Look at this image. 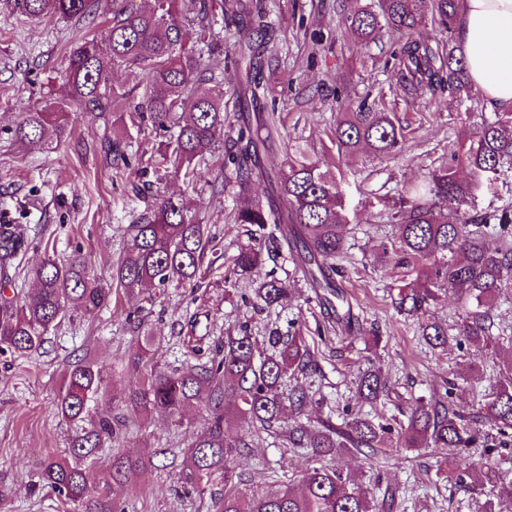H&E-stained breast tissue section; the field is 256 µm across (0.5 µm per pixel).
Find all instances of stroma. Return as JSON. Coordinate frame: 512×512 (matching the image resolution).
Masks as SVG:
<instances>
[{
    "mask_svg": "<svg viewBox=\"0 0 512 512\" xmlns=\"http://www.w3.org/2000/svg\"><path fill=\"white\" fill-rule=\"evenodd\" d=\"M266 6L278 34L275 58L265 71L267 106L275 111L280 134L265 163L280 168L290 146L297 145L341 179L350 222L336 280L360 314L361 329L352 335L342 333L323 312L287 249L266 244L267 257L250 276L227 279L232 258L249 236L232 221V197L213 187L221 157L190 182L156 176L150 163L163 138L148 130L129 140L125 164L113 165L105 146L130 123L133 114L126 109L72 112L68 137L48 149L16 142L13 128L23 113L65 98L62 74L79 39L88 33L105 37L108 0H99L92 19L41 21L25 19L0 0V218L21 225L25 235L13 283L18 294L30 288L33 270L50 253L62 259L81 251L90 257L95 275L108 278L125 245L126 226L160 195L189 199L192 215L210 236L197 287L120 295L94 314H67L44 348L31 356L0 354V512H64L59 498L39 487L37 474L44 457L69 451L74 427L57 412L67 368L86 357L101 368L106 394L91 402L90 418L125 414L122 398L142 379L144 369L136 359L147 335L157 339L153 365L174 369L191 359L192 347L211 356L225 332L242 324L262 353L269 351L272 334L302 332L318 364L316 372L299 381L315 399L308 417L313 422L328 417L337 424L357 415L391 419L416 398L444 393L461 414L472 413L490 380L512 360V293L501 294L495 303L488 345L458 337L457 300L440 293L430 313L447 327L448 346L434 348L425 342L417 317L396 311L403 272L379 257L381 243L396 233L389 215L405 187L444 164L456 178L468 179L461 148L467 136L497 117L498 107L475 89L466 97L445 91L406 94L394 67L401 35L385 29L363 44L346 31L343 20L356 0H266ZM362 101L395 115L405 136L399 151L385 157L365 150L342 154L331 143L328 134L339 113L356 111ZM272 278L286 282L290 298L255 309L254 288ZM376 333L381 342H373ZM367 360L391 380L397 404L373 405L359 398L357 369ZM462 363L473 368L468 384L446 391V380ZM202 421L197 404L188 406L177 423L158 412L131 417L123 449L152 459L153 465L129 484L110 486L111 498L125 512H215L224 495L223 477L214 476L199 491L183 483L181 466L172 460L191 443ZM439 456L435 448H389L370 460L343 453L331 464L374 486L376 494L395 488L393 512H483L482 496L437 476ZM310 465L307 450L283 447L280 439L262 433L237 472L241 487L271 490L299 480Z\"/></svg>",
    "mask_w": 512,
    "mask_h": 512,
    "instance_id": "35a3bbf8",
    "label": "stroma"
}]
</instances>
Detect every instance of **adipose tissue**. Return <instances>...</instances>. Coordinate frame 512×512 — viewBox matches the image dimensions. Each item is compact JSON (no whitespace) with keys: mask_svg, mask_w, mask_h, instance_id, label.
<instances>
[{"mask_svg":"<svg viewBox=\"0 0 512 512\" xmlns=\"http://www.w3.org/2000/svg\"><path fill=\"white\" fill-rule=\"evenodd\" d=\"M458 36L470 84L512 109V0H464Z\"/></svg>","mask_w":512,"mask_h":512,"instance_id":"adipose-tissue-1","label":"adipose tissue"}]
</instances>
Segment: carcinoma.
Listing matches in <instances>:
<instances>
[{
    "label": "carcinoma",
    "mask_w": 512,
    "mask_h": 512,
    "mask_svg": "<svg viewBox=\"0 0 512 512\" xmlns=\"http://www.w3.org/2000/svg\"><path fill=\"white\" fill-rule=\"evenodd\" d=\"M20 14L31 20L45 17L69 19L93 14L95 0H14ZM380 12L369 4L346 16L344 24L359 40L369 42L387 27L403 31L406 41L397 56V82L403 90L433 95L438 91L469 93L461 49H433L415 34L432 20L453 30L463 0H379ZM193 15L214 21L221 16L260 40L239 47L248 57L249 76L238 87L232 78L207 74L203 50L186 42L182 19ZM274 39L266 21L262 0H155L148 9L133 0H112V24L107 40L81 41L70 54L64 81L67 100L46 112H27L15 128L17 141L46 148L53 133L67 136L69 112H116L127 94L111 83L112 71L136 68L143 74L136 104L142 121L153 128L175 129L158 150L155 165L171 168L192 181L197 167L228 144L224 164L233 166L232 186L247 194L258 179L268 182L266 200L245 205L235 213V223L256 228L259 238L233 259L238 275L245 276L263 261L261 239L281 236L301 255L314 287L326 309H335L339 297L336 259L344 252L342 182L330 170L303 153L288 158L276 175L265 166L262 151L275 126L274 114L259 112L269 93L264 78L266 44ZM227 84L240 105H251L255 120L238 129L224 113V92L209 84ZM401 128L388 113L364 108L344 112L333 131L338 150L361 148L378 156L389 155L400 145ZM470 177L459 181L446 166L433 170L425 183L414 188L390 221L397 234L382 244V255L396 266L416 273L418 286L402 287L396 309L421 320L422 335L434 347L448 346V329L428 318L438 291L458 296L462 312L458 336L483 340L487 322L500 294L512 291V207L475 209L476 198L506 169H512V117L485 123L464 155ZM501 243L489 247L487 233ZM19 225L0 224V352L27 356L42 348L47 336L70 311L93 314L106 306L112 294L139 288H167L190 284L202 266L207 245L204 225L189 216L186 202L167 197L157 201L126 228V245L112 262L111 281L102 283L90 275L91 259L76 252L64 260L47 255L32 274L33 288L23 303L4 293L11 281L10 268L24 248ZM288 296L286 284L271 279L255 289L258 302L272 306ZM274 351L258 358L247 329L224 336V343L208 360L189 362L180 369H150L138 388L123 402L130 413L162 411L181 417L184 407L200 402L207 418L195 439L184 450V483L198 488L219 473L224 476V499L218 512H392L395 493L377 498L368 487L330 467L328 460L354 450L367 458L380 448L396 443L400 448H452L456 458L443 459L438 473L470 494L485 496L484 512H503L512 502V480H506L493 459L497 446L484 441L483 427L496 429L500 445L512 443V361L489 383L480 407L462 416L439 395L425 402L417 399L409 408L407 424L392 425L355 417L342 428L330 420L309 429L301 415L311 403L306 389L282 388L287 375H303L316 365L302 336H276ZM357 390L367 402L390 396L391 387L380 373L369 369L358 378ZM103 395V376L96 361L85 359L68 371L67 388L58 402V413L78 424L67 457H46L40 475L47 487L75 512H125L109 497L106 488L89 478L100 449L125 438L126 419L103 417L86 420L89 402ZM232 423L247 429L228 433ZM272 432L290 448L311 450L313 465L296 483L275 491L241 488L235 469L248 460L252 448L250 429ZM474 448L484 449L472 460ZM146 466L140 457L118 456L108 478L116 485L131 482Z\"/></svg>",
    "instance_id": "cac0c4a2"
}]
</instances>
